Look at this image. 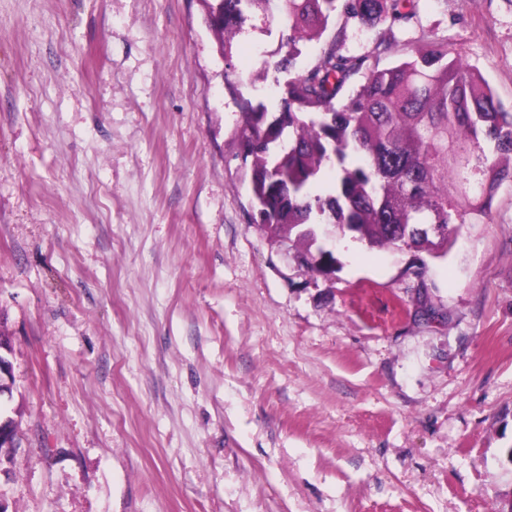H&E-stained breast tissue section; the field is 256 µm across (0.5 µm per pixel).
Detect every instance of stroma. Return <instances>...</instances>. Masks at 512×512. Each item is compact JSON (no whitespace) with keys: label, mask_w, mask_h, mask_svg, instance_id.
Masks as SVG:
<instances>
[{"label":"stroma","mask_w":512,"mask_h":512,"mask_svg":"<svg viewBox=\"0 0 512 512\" xmlns=\"http://www.w3.org/2000/svg\"><path fill=\"white\" fill-rule=\"evenodd\" d=\"M378 66L447 37L512 107V0H419ZM276 36L221 59L198 0H0L5 512H506L512 184L445 256L251 220L230 85L273 104Z\"/></svg>","instance_id":"1"}]
</instances>
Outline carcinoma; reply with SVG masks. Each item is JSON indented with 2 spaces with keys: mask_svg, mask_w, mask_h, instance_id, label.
<instances>
[{
  "mask_svg": "<svg viewBox=\"0 0 512 512\" xmlns=\"http://www.w3.org/2000/svg\"><path fill=\"white\" fill-rule=\"evenodd\" d=\"M222 56L248 22L270 6L284 18L278 43L282 71L295 68L297 44L319 38L342 18L362 30L406 29L418 0H201ZM338 32L309 69L288 80L274 111L243 99L234 139L250 203L266 214L261 227L309 241L316 224H336L372 246L445 254L461 224H485L493 197L512 182V110L479 69L466 65L445 38L387 67L342 52ZM362 80L343 95L351 79ZM325 195L313 193L325 171ZM319 248L307 266L333 268Z\"/></svg>",
  "mask_w": 512,
  "mask_h": 512,
  "instance_id": "cac0c4a2",
  "label": "carcinoma"
}]
</instances>
